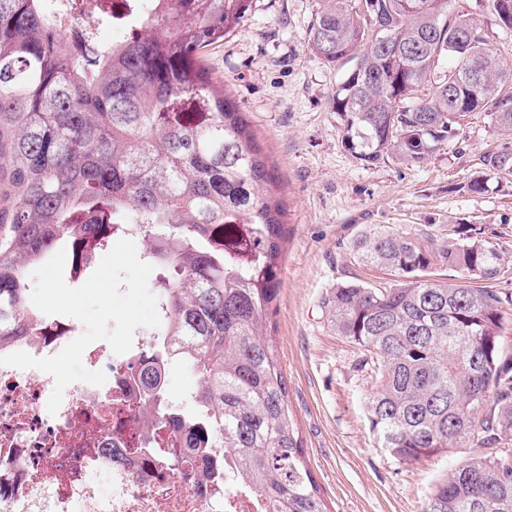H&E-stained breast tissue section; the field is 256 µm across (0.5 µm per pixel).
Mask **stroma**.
Here are the masks:
<instances>
[{
    "mask_svg": "<svg viewBox=\"0 0 512 512\" xmlns=\"http://www.w3.org/2000/svg\"><path fill=\"white\" fill-rule=\"evenodd\" d=\"M450 7L476 22L493 54L512 66V33L500 28L491 0H450ZM316 9L317 0H254L245 21L202 60L249 124L285 208L281 286L266 332L324 501L330 512H420L428 489L461 456L407 463L382 448L367 419L374 383L363 354L336 335L322 299L340 282L384 280L351 249L372 224L407 235L455 222L481 226L512 273V178L490 181L480 195L462 189L500 142L481 114L421 165L356 159L331 109L342 72L308 44Z\"/></svg>",
    "mask_w": 512,
    "mask_h": 512,
    "instance_id": "obj_1",
    "label": "stroma"
}]
</instances>
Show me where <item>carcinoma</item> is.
I'll use <instances>...</instances> for the list:
<instances>
[{
    "label": "carcinoma",
    "mask_w": 512,
    "mask_h": 512,
    "mask_svg": "<svg viewBox=\"0 0 512 512\" xmlns=\"http://www.w3.org/2000/svg\"><path fill=\"white\" fill-rule=\"evenodd\" d=\"M252 2L155 0L112 46L81 20L61 32L46 0H0V344L57 326L31 301L30 268L63 249L79 283L118 240H140L162 313L154 343L135 353L148 418L168 423L173 366L195 376L166 463L181 474L219 450L264 512H330L263 334L280 285L281 203L255 136L201 63ZM492 6L512 31V0ZM70 9L112 19L84 0ZM309 42L327 65H350L331 108L359 160L419 166L480 112L502 142L463 189L512 176V83L448 0H318ZM352 249L393 277L338 283L322 301L336 335L369 353L372 432L405 462L468 450L421 512H512V454L484 452L512 432V297L477 286L503 274L499 248L458 223L419 237L372 225ZM439 269L454 280L432 278Z\"/></svg>",
    "instance_id": "cac0c4a2"
}]
</instances>
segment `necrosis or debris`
Listing matches in <instances>:
<instances>
[{
    "mask_svg": "<svg viewBox=\"0 0 512 512\" xmlns=\"http://www.w3.org/2000/svg\"><path fill=\"white\" fill-rule=\"evenodd\" d=\"M83 362L105 383L70 384L54 415L52 376L0 366V512H262L252 494L231 487L218 500L205 481L166 467L171 430H144L128 358L99 345ZM102 472L112 480L107 497Z\"/></svg>",
    "mask_w": 512,
    "mask_h": 512,
    "instance_id": "necrosis-or-debris-1",
    "label": "necrosis or debris"
}]
</instances>
